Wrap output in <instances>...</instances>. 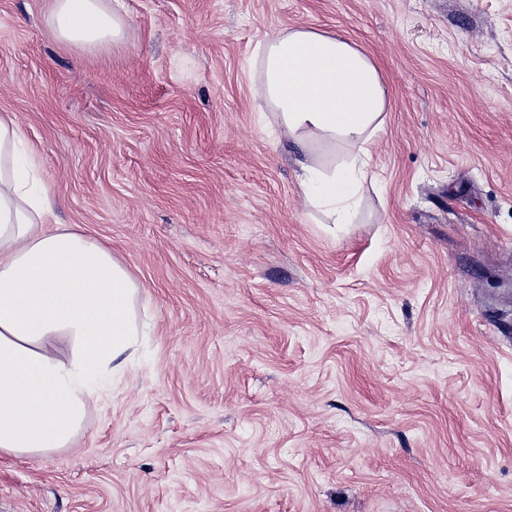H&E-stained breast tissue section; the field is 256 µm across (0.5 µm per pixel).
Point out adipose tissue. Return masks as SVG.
<instances>
[{
    "instance_id": "obj_1",
    "label": "adipose tissue",
    "mask_w": 512,
    "mask_h": 512,
    "mask_svg": "<svg viewBox=\"0 0 512 512\" xmlns=\"http://www.w3.org/2000/svg\"><path fill=\"white\" fill-rule=\"evenodd\" d=\"M47 20L80 53L124 40L123 0H49ZM258 57L252 91L278 115L275 142L302 154L307 205L328 223H354L389 104L377 64L345 37L305 27L268 36ZM318 144L341 147V162L322 163ZM56 209L20 127L1 112L0 455L70 447L140 347L139 281Z\"/></svg>"
}]
</instances>
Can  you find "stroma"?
I'll list each match as a JSON object with an SVG mask.
<instances>
[{
    "label": "stroma",
    "mask_w": 512,
    "mask_h": 512,
    "mask_svg": "<svg viewBox=\"0 0 512 512\" xmlns=\"http://www.w3.org/2000/svg\"><path fill=\"white\" fill-rule=\"evenodd\" d=\"M0 0V113L141 284L143 344L0 512H512V0H124V46ZM390 97L354 224L252 93L283 28Z\"/></svg>",
    "instance_id": "obj_1"
}]
</instances>
